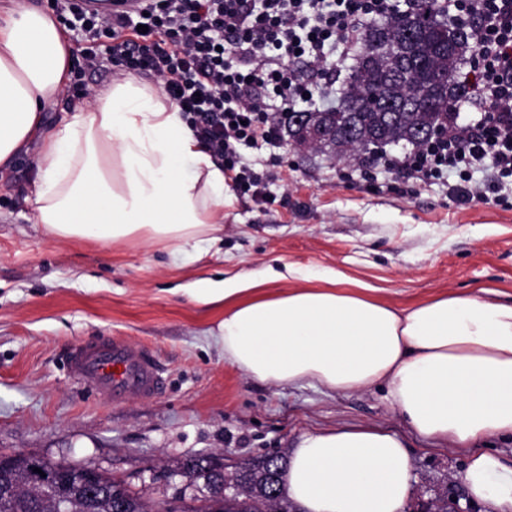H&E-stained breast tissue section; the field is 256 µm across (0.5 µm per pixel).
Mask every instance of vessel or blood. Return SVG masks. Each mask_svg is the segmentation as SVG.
<instances>
[{
	"mask_svg": "<svg viewBox=\"0 0 512 512\" xmlns=\"http://www.w3.org/2000/svg\"><path fill=\"white\" fill-rule=\"evenodd\" d=\"M91 11L139 9L141 0H79ZM67 369L77 381L109 396L113 403L136 397L150 399L164 388L163 371L146 347L135 348L116 338L75 345L67 356Z\"/></svg>",
	"mask_w": 512,
	"mask_h": 512,
	"instance_id": "1",
	"label": "vessel or blood"
}]
</instances>
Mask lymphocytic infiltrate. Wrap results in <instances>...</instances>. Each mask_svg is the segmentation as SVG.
Wrapping results in <instances>:
<instances>
[{
	"label": "lymphocytic infiltrate",
	"instance_id": "lymphocytic-infiltrate-1",
	"mask_svg": "<svg viewBox=\"0 0 512 512\" xmlns=\"http://www.w3.org/2000/svg\"><path fill=\"white\" fill-rule=\"evenodd\" d=\"M437 2L448 13L478 19L469 30L477 56L465 77L468 99L450 105L440 136L379 164L415 182L455 174L449 195L463 204L512 178V0ZM51 3L86 42L73 72L83 98L92 96L85 76L103 60L125 73L152 75L237 186L258 198L266 175L245 164L240 150L279 146L298 101L312 100V86L293 60L347 59L361 24L396 8L395 0H145L134 13L98 14L78 0ZM465 108L473 116L463 123ZM477 172L484 175L479 185L472 182Z\"/></svg>",
	"mask_w": 512,
	"mask_h": 512
}]
</instances>
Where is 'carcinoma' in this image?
I'll list each match as a JSON object with an SVG mask.
<instances>
[{"mask_svg":"<svg viewBox=\"0 0 512 512\" xmlns=\"http://www.w3.org/2000/svg\"><path fill=\"white\" fill-rule=\"evenodd\" d=\"M469 49L467 38L456 35L433 0L367 24L338 105L309 113L310 122L327 130L321 144L338 156L350 152L359 157L400 142L425 144L428 139L421 132L440 130L448 123V100L466 95L459 69ZM390 99H403L409 107L385 112L379 104ZM35 461L48 472L64 467L31 455L0 464V512H158L151 493H134L103 471L95 474L93 494L63 477L56 495L46 497L31 488ZM286 468L287 457L281 454L244 458L225 472L213 457L193 456L172 465L170 472L208 491L203 499L193 497L202 505L189 506L187 512H294L283 488ZM226 480L243 490L224 492Z\"/></svg>","mask_w":512,"mask_h":512,"instance_id":"obj_1","label":"carcinoma"}]
</instances>
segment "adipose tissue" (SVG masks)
Returning <instances> with one entry per match:
<instances>
[{"mask_svg": "<svg viewBox=\"0 0 512 512\" xmlns=\"http://www.w3.org/2000/svg\"><path fill=\"white\" fill-rule=\"evenodd\" d=\"M70 57L52 13L24 0L0 9V167L41 140L35 223L59 241L137 238L182 254L218 231L224 170L152 85L117 79L45 129L42 110L60 95ZM375 292L337 270L311 276L287 263L201 279L190 299L222 306L214 338L247 378L383 388L414 432L454 448L512 437V303L444 293L400 308ZM458 479L489 512H512V474L495 454L470 456ZM284 483L298 512H404L412 494L403 440L375 425L302 434Z\"/></svg>", "mask_w": 512, "mask_h": 512, "instance_id": "obj_1", "label": "adipose tissue"}]
</instances>
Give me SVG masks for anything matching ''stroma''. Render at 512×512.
Listing matches in <instances>:
<instances>
[{
    "label": "stroma",
    "instance_id": "stroma-1",
    "mask_svg": "<svg viewBox=\"0 0 512 512\" xmlns=\"http://www.w3.org/2000/svg\"><path fill=\"white\" fill-rule=\"evenodd\" d=\"M36 145L0 170V455L32 453L96 467L132 490L172 497L181 477L168 464L215 455L231 465L287 454L306 431L375 424L408 450L413 493L432 495L478 452L512 469V439L451 448L412 431L374 388L337 393L245 378L208 336L217 309L174 293L175 285L292 263L327 268L406 306L428 296L486 288L512 303V184L494 199L456 203L445 182L407 185L394 170L339 158L330 149L283 144L245 158L265 170L268 197L231 187L224 230L195 258L160 245L60 242L35 224L26 198ZM118 336L149 347L167 378L152 400L113 405L72 379L76 344Z\"/></svg>",
    "mask_w": 512,
    "mask_h": 512
}]
</instances>
